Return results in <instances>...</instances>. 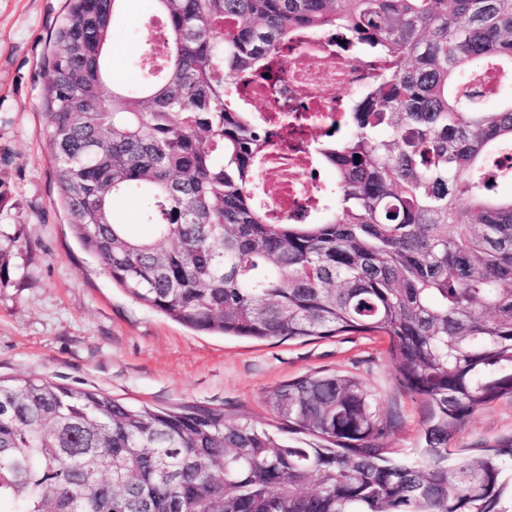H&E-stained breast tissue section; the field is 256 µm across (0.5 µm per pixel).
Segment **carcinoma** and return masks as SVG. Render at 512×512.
<instances>
[{
	"label": "carcinoma",
	"instance_id": "1",
	"mask_svg": "<svg viewBox=\"0 0 512 512\" xmlns=\"http://www.w3.org/2000/svg\"><path fill=\"white\" fill-rule=\"evenodd\" d=\"M128 0H70L44 101L69 224L112 280L198 331L389 338L398 382L430 411L424 459L358 378L312 374L265 397L290 442L224 411L129 406L39 377L0 380V512H503L512 444L448 463L459 425L512 396V195L487 154L512 144V99L476 102L488 62L512 72V0H150L163 52L107 88ZM234 30L224 32V21ZM342 28L388 62L312 143L329 211L275 223L253 194L272 129L241 82L298 30ZM126 200L152 236L115 217ZM20 237L0 224V276Z\"/></svg>",
	"mask_w": 512,
	"mask_h": 512
}]
</instances>
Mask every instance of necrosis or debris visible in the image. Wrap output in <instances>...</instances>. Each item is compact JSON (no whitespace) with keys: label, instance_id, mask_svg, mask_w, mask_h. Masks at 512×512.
Wrapping results in <instances>:
<instances>
[{"label":"necrosis or debris","instance_id":"1","mask_svg":"<svg viewBox=\"0 0 512 512\" xmlns=\"http://www.w3.org/2000/svg\"><path fill=\"white\" fill-rule=\"evenodd\" d=\"M373 75L369 61L353 52L342 30L306 29L292 37L276 81L253 84L247 96L263 104L266 115L274 118L301 110L302 137L311 140ZM312 167L308 153L278 144L270 148L262 161L257 191L271 217L287 222L301 210L319 205L320 186L310 176Z\"/></svg>","mask_w":512,"mask_h":512}]
</instances>
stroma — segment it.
Here are the masks:
<instances>
[{
	"instance_id": "obj_1",
	"label": "stroma",
	"mask_w": 512,
	"mask_h": 512,
	"mask_svg": "<svg viewBox=\"0 0 512 512\" xmlns=\"http://www.w3.org/2000/svg\"><path fill=\"white\" fill-rule=\"evenodd\" d=\"M68 0H0L1 224L21 240L0 278V379L41 377L133 405L223 410L231 422H270L265 396L316 372L359 376L397 426L391 445L412 456L427 404L397 382L388 341L359 334L255 341L196 331L137 301L76 239L52 174L43 90ZM147 0H129L108 57L114 82L137 85L156 42ZM512 440V398L476 412L448 444L452 458Z\"/></svg>"
}]
</instances>
